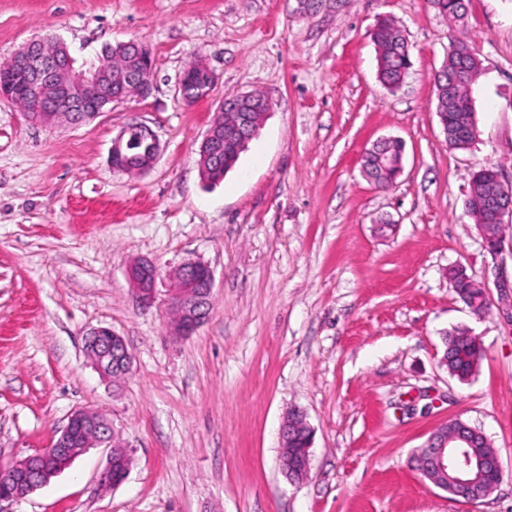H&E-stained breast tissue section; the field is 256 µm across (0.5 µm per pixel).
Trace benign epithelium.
Masks as SVG:
<instances>
[{"mask_svg":"<svg viewBox=\"0 0 512 512\" xmlns=\"http://www.w3.org/2000/svg\"><path fill=\"white\" fill-rule=\"evenodd\" d=\"M119 50H132L133 54L124 69L114 71L104 59L87 71L73 69L66 46L57 40L31 41L21 47L9 59L0 63V99L11 101L16 95L15 84L23 80L26 87L38 98L41 106L33 113L34 122L52 128L61 121L79 124L94 118L105 107L127 100L132 95L147 96L151 91L152 68L144 61L152 55L148 45L130 40L117 45ZM203 81L194 87L179 76L178 92L188 103L197 96L207 97L213 87L215 76L202 61L196 63ZM232 108L240 113L239 125L224 130V111ZM247 94L232 102L222 101L211 121L200 146L202 155L214 158L224 153V140L239 136L247 141L255 137L261 123L255 118ZM160 145L152 130L142 124L123 129L112 141V168L120 171L145 172L156 163ZM498 188L489 196L493 219L502 224L512 218V185L502 182L495 175ZM485 247L491 255L501 251L502 243L495 240L492 228L487 224L477 226ZM128 279L140 302L150 304L156 295L157 269L147 261L135 260L127 270ZM495 287L505 306L501 312L512 320V275L502 267L494 270ZM171 288L168 297V312L175 320L167 322L169 336L178 340L195 333L206 321L213 294L214 274L210 266L202 261H190L178 266L169 274ZM85 350L95 369L106 380L115 375H124L131 370L133 357L124 339L107 327L91 330L85 339ZM303 415L293 418L287 415L283 422L280 447L287 449L293 444ZM113 440L112 426L100 413L77 409L68 418V423L51 447L18 459L7 466L0 465V502L21 499L46 484L54 475L68 468L86 449ZM471 447L467 431L448 432V423H443L428 438L422 461L423 473L445 475L452 470L456 474V486L467 494L465 500L476 503L486 497L495 484L485 481L486 473L501 480L502 464L497 452L485 457L472 458L466 449ZM311 445L304 447L305 454L295 451L280 456V467L288 479L299 481L302 472L311 470ZM120 468L129 471L125 461L108 459L100 475L103 487H114L112 471Z\"/></svg>","mask_w":512,"mask_h":512,"instance_id":"benign-epithelium-1","label":"benign epithelium"}]
</instances>
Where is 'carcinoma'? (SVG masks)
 <instances>
[{
  "label": "carcinoma",
  "mask_w": 512,
  "mask_h": 512,
  "mask_svg": "<svg viewBox=\"0 0 512 512\" xmlns=\"http://www.w3.org/2000/svg\"><path fill=\"white\" fill-rule=\"evenodd\" d=\"M437 13L448 19V25L455 31L465 27L467 7L465 0H427ZM377 58L378 82L388 91L401 88L411 68L410 47L400 30L390 21H381L373 35ZM474 49L471 39L462 34L451 39L446 70L448 74L437 71L434 74V86L448 85L443 96H435L436 110L441 113L442 121L448 125V131L460 130L475 122L476 112L471 91L479 79L483 65L480 57L467 56L465 52ZM228 155L224 156L223 168L211 171L209 181L219 183L229 172L238 157L232 146H227ZM403 154V144L398 140L386 141L362 158V171L368 177L380 175L382 168L397 161ZM497 173L493 166L481 168L473 176L466 198L467 212L477 224L493 223L489 201L486 195L490 183ZM451 288L458 297L476 312H484L489 302L482 288L478 287L465 272L453 269L449 273ZM444 350L448 351V373L460 381L468 380L478 368L482 358V347L478 339L467 328H454L444 336Z\"/></svg>",
  "instance_id": "carcinoma-1"
}]
</instances>
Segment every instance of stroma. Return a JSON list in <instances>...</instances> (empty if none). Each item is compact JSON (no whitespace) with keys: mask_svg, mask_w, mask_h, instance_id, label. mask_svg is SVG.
I'll list each match as a JSON object with an SVG mask.
<instances>
[{"mask_svg":"<svg viewBox=\"0 0 512 512\" xmlns=\"http://www.w3.org/2000/svg\"><path fill=\"white\" fill-rule=\"evenodd\" d=\"M384 18L411 47L393 95L376 77ZM468 31L483 61L479 137L453 150L433 84L451 31L426 0H0V62L43 37L78 70L131 39L154 56L148 97L79 125L46 128L0 100V464L49 447L77 408L105 414L132 459L105 489L111 449H87L0 512H512V321L493 275L512 271V227L491 256L464 207L482 167L512 181V0H469ZM195 60L216 85L188 105L177 78ZM250 91L270 111L236 167L206 183L210 122L226 95ZM134 122L160 153L131 175L110 153ZM382 137L405 146L386 190L361 173ZM135 259L161 274L149 307L126 275ZM191 260L214 271L212 312L176 342L167 274ZM456 267L485 284L484 317L451 288ZM99 326L133 355L116 384L84 351ZM455 327L483 348L465 382L440 364ZM292 410L312 430V468L295 483L279 462ZM450 419L500 454L502 480L481 501L450 497L412 462Z\"/></svg>","mask_w":512,"mask_h":512,"instance_id":"1","label":"stroma"}]
</instances>
